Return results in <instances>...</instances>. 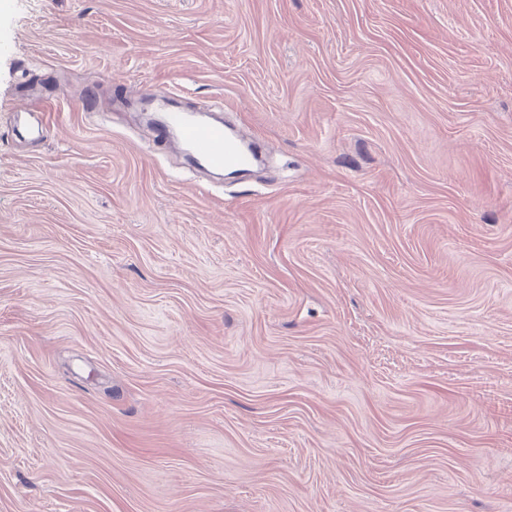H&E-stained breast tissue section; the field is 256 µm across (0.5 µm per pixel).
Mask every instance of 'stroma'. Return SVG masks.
Listing matches in <instances>:
<instances>
[{
  "mask_svg": "<svg viewBox=\"0 0 512 512\" xmlns=\"http://www.w3.org/2000/svg\"><path fill=\"white\" fill-rule=\"evenodd\" d=\"M0 512H512V0H0ZM168 94L158 91L148 100L156 105L159 112H164V125L157 135L160 139L175 132L198 162L213 169L242 166L249 162L250 156L224 132L223 125L196 121L184 111L169 109Z\"/></svg>",
  "mask_w": 512,
  "mask_h": 512,
  "instance_id": "obj_1",
  "label": "stroma"
}]
</instances>
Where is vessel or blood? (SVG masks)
<instances>
[{"mask_svg":"<svg viewBox=\"0 0 512 512\" xmlns=\"http://www.w3.org/2000/svg\"><path fill=\"white\" fill-rule=\"evenodd\" d=\"M167 97V92L159 91L151 98L152 104L164 114L160 136L176 134L198 162L213 169L248 163V155L241 150L235 139L228 136L223 125L196 121L186 112L170 109Z\"/></svg>","mask_w":512,"mask_h":512,"instance_id":"obj_1","label":"vessel or blood"}]
</instances>
